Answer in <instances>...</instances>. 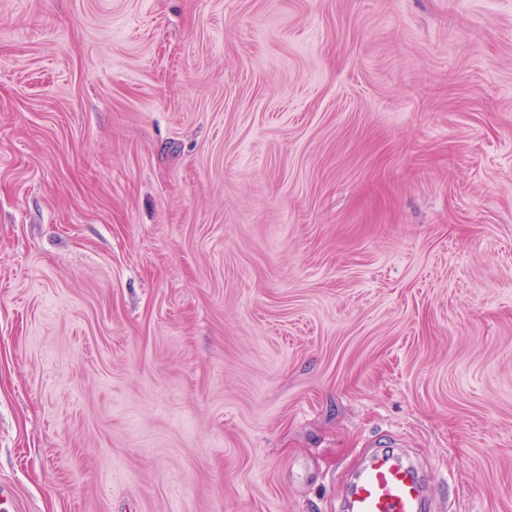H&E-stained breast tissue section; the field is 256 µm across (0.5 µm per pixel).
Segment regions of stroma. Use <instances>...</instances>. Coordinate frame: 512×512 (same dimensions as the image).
<instances>
[{"instance_id": "stroma-1", "label": "stroma", "mask_w": 512, "mask_h": 512, "mask_svg": "<svg viewBox=\"0 0 512 512\" xmlns=\"http://www.w3.org/2000/svg\"><path fill=\"white\" fill-rule=\"evenodd\" d=\"M398 443L512 512V0H0V512H341Z\"/></svg>"}]
</instances>
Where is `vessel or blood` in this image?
<instances>
[{
	"label": "vessel or blood",
	"instance_id": "obj_1",
	"mask_svg": "<svg viewBox=\"0 0 512 512\" xmlns=\"http://www.w3.org/2000/svg\"><path fill=\"white\" fill-rule=\"evenodd\" d=\"M426 493L417 469L399 455L371 453L344 497V512H423Z\"/></svg>",
	"mask_w": 512,
	"mask_h": 512
}]
</instances>
